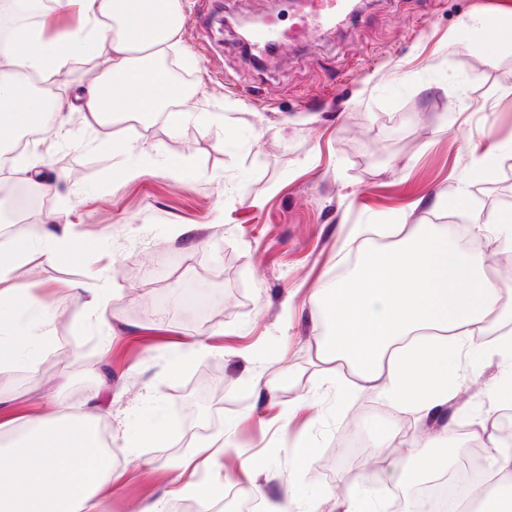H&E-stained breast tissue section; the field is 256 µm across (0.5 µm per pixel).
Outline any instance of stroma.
Segmentation results:
<instances>
[{
	"instance_id": "obj_1",
	"label": "stroma",
	"mask_w": 512,
	"mask_h": 512,
	"mask_svg": "<svg viewBox=\"0 0 512 512\" xmlns=\"http://www.w3.org/2000/svg\"><path fill=\"white\" fill-rule=\"evenodd\" d=\"M289 11L288 0H215L206 15L199 0H183L168 58L188 77L192 107L222 113L223 131L193 121L173 129L162 113L146 124L119 117L110 135L153 153L148 163L121 159L58 92L49 125L62 134L24 144L58 178L34 223L52 214L82 247L22 270V287L56 307L55 347L0 378V416L36 415L52 399L100 406L123 472L109 512L161 499L181 463L217 439L223 455L193 479L255 487L252 512L291 485L292 512H312L353 484L380 512H415L411 496L393 508L394 480L371 481L370 468L403 459L408 442L435 439L451 422L468 429L449 443L464 460L484 440L475 419L490 384L512 412V361L491 339L485 355L449 364L456 393L443 419L393 411L347 365L321 361L312 300L320 286L350 279L364 251L398 247L397 224L466 223L437 204L457 189L471 210L512 213V44L492 61L476 47L482 0H360L315 43L260 62L224 25ZM494 148L486 178L476 166ZM124 164L139 176L120 181ZM510 236L506 224L466 230L499 287L512 278ZM73 283L98 297L95 310L60 305ZM196 341L209 352L171 375L172 350ZM261 373L277 376L278 390H251ZM155 421L171 430L167 446L134 447ZM354 431L366 446L352 462L344 441Z\"/></svg>"
}]
</instances>
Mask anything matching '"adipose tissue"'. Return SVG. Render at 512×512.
<instances>
[{
  "label": "adipose tissue",
  "instance_id": "adipose-tissue-1",
  "mask_svg": "<svg viewBox=\"0 0 512 512\" xmlns=\"http://www.w3.org/2000/svg\"><path fill=\"white\" fill-rule=\"evenodd\" d=\"M79 26L66 38L50 36L44 24L21 27L0 40L8 69L0 71V142L44 121L49 104L17 85L19 74L54 83L74 54L104 48L109 65L71 89L70 107L87 127H102L126 115L137 100L139 121L163 112L171 128L188 120L219 123L212 112L171 110L178 93L156 61L178 45L180 0H69ZM139 16L138 26H124ZM76 245L57 227L35 244L19 239L0 251V375L11 373L32 348L51 349L55 314L13 284L31 259L51 262ZM485 258L448 245L445 230L412 225L401 245L366 252L354 280L317 289L314 303L326 327L320 356L342 362L370 383L391 407L422 419L436 417L454 394L443 363L478 355L473 335L506 317L512 291L495 287ZM502 406L489 396L482 423L490 424L484 487L455 499L452 512H512V436L501 433ZM19 433L0 466V512H105L104 498L121 484L110 454L100 451V416L52 401L38 422L0 419V435Z\"/></svg>",
  "mask_w": 512,
  "mask_h": 512
}]
</instances>
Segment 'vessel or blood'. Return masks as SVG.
I'll use <instances>...</instances> for the list:
<instances>
[{
	"label": "vessel or blood",
	"instance_id": "obj_1",
	"mask_svg": "<svg viewBox=\"0 0 512 512\" xmlns=\"http://www.w3.org/2000/svg\"><path fill=\"white\" fill-rule=\"evenodd\" d=\"M293 4L295 13L291 26L282 27L278 17L271 16L253 31L249 49L254 57L263 58L274 49H289L356 10L354 0H293Z\"/></svg>",
	"mask_w": 512,
	"mask_h": 512
}]
</instances>
